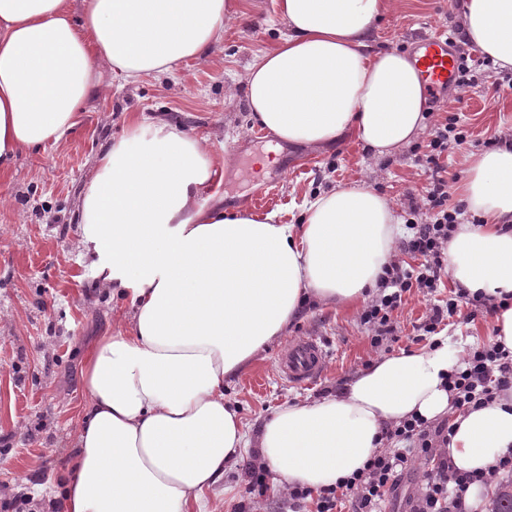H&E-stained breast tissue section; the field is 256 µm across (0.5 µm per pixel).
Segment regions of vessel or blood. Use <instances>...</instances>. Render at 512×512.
I'll list each match as a JSON object with an SVG mask.
<instances>
[{"mask_svg": "<svg viewBox=\"0 0 512 512\" xmlns=\"http://www.w3.org/2000/svg\"><path fill=\"white\" fill-rule=\"evenodd\" d=\"M414 64L430 95L448 90L458 78L459 60L447 32L417 43ZM327 351L321 341L310 339L292 345L280 358V370L292 383L306 385L320 377Z\"/></svg>", "mask_w": 512, "mask_h": 512, "instance_id": "vessel-or-blood-1", "label": "vessel or blood"}]
</instances>
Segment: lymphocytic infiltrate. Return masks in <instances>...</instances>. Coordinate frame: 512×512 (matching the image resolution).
Returning a JSON list of instances; mask_svg holds the SVG:
<instances>
[{
    "label": "lymphocytic infiltrate",
    "mask_w": 512,
    "mask_h": 512,
    "mask_svg": "<svg viewBox=\"0 0 512 512\" xmlns=\"http://www.w3.org/2000/svg\"><path fill=\"white\" fill-rule=\"evenodd\" d=\"M421 156L428 184L422 195L406 192L407 236L399 246L400 258L385 266L379 292L363 310L360 319L372 332L371 345L382 350L397 342L392 321L407 294L417 293L431 307L418 326L419 332L435 336L447 320L461 315L463 305L488 307L483 295L457 290L442 302L434 296L447 275L445 252L458 225L466 223L464 203L450 204L447 167L443 162L451 150L466 140L458 115L434 123ZM456 409L476 408L512 390V352L494 343H479L465 350L462 365L447 379ZM451 428L447 421L428 422L414 415L385 425L384 448L374 452L363 469L341 479L336 486L312 491L292 487L287 491L289 508L314 502L315 512H337L350 503L352 512H381L382 505L398 489L404 475L421 472L420 486L412 499V512H471L465 498L470 485L512 474V458L501 460L490 474L459 473L448 461L446 447Z\"/></svg>",
    "instance_id": "obj_1"
}]
</instances>
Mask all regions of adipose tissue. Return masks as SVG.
<instances>
[{
	"label": "adipose tissue",
	"mask_w": 512,
	"mask_h": 512,
	"mask_svg": "<svg viewBox=\"0 0 512 512\" xmlns=\"http://www.w3.org/2000/svg\"><path fill=\"white\" fill-rule=\"evenodd\" d=\"M0 0V174L56 146L77 125L100 65L126 82L207 59L241 0ZM398 0H276L288 33L246 75L253 119L321 152L353 132L383 158L425 130L428 92L413 60L372 51ZM454 19L496 67L512 70V0H460ZM208 136L130 126L97 155L79 202L80 232L103 286L127 291L123 330L90 348L63 512H213L210 494L246 453L277 486L312 490L351 476L379 448L384 423L449 418L448 457L462 473L512 456V393L452 412L444 386L462 348L385 356L343 390L289 402L251 434L224 381L285 336L311 302L352 306L377 287L401 222L390 198L337 186L300 223L200 205L224 177ZM463 201L475 224L448 242V274L493 298V343L512 351V144L473 154Z\"/></svg>",
	"instance_id": "adipose-tissue-1"
}]
</instances>
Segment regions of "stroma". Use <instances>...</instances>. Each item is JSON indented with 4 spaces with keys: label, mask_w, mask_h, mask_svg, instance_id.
Listing matches in <instances>:
<instances>
[{
    "label": "stroma",
    "mask_w": 512,
    "mask_h": 512,
    "mask_svg": "<svg viewBox=\"0 0 512 512\" xmlns=\"http://www.w3.org/2000/svg\"><path fill=\"white\" fill-rule=\"evenodd\" d=\"M454 0H400L398 9L373 33L376 46L412 53L423 36L454 28ZM274 0H247L244 14L229 24L209 58L179 64L168 75L126 82L103 71L105 93H92L67 141L39 154H20L0 176V512H16L8 500L25 481L36 495L63 494L72 476L70 435L85 400L84 356L97 337L121 325L125 301L101 286L92 256L81 242L78 198L96 156L133 121L152 136L155 115L184 134H210L208 156L224 165L218 188L225 207L254 201L271 191L268 211L284 224L298 223L307 197L336 185L362 183L403 205L406 188L427 182L413 147L374 159L361 142L346 136L321 154L281 144L278 161L253 173L251 161L265 153L273 135L254 124L242 87L254 57L286 35ZM496 70L481 68L463 101L448 92L430 98L436 120L458 114L467 141L448 156L451 202L465 176L466 159L485 142L512 127V90L492 95ZM235 94H228L229 86ZM425 301L410 295L393 314L399 336L395 352L416 349L414 340ZM361 308L310 306L300 310L280 343L271 345L224 384V399L259 428L280 405L337 391L376 353ZM314 338L328 356L322 375L310 384L288 382L278 371L289 345ZM242 468L224 478L212 497L219 512H286L281 493L245 497Z\"/></svg>",
    "instance_id": "1"
}]
</instances>
